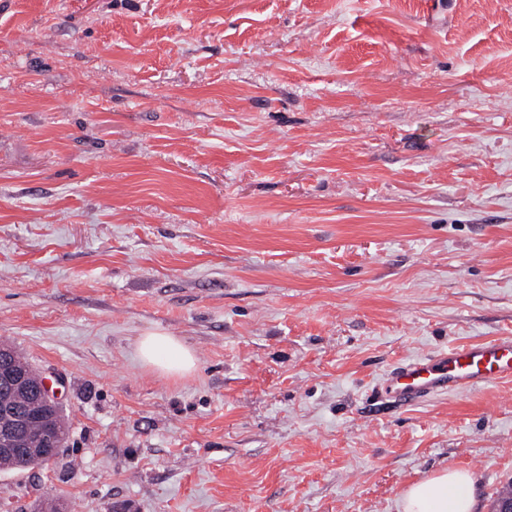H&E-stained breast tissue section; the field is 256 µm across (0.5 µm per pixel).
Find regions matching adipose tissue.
Returning <instances> with one entry per match:
<instances>
[{"label":"adipose tissue","instance_id":"1","mask_svg":"<svg viewBox=\"0 0 512 512\" xmlns=\"http://www.w3.org/2000/svg\"><path fill=\"white\" fill-rule=\"evenodd\" d=\"M141 362L167 374L194 370L196 357L179 339L161 333L140 337L136 347ZM475 474L448 467L411 484L398 498L399 512H474Z\"/></svg>","mask_w":512,"mask_h":512}]
</instances>
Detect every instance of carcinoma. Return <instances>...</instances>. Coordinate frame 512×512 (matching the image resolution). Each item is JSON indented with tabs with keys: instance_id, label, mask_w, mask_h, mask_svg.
<instances>
[{
	"instance_id": "cac0c4a2",
	"label": "carcinoma",
	"mask_w": 512,
	"mask_h": 512,
	"mask_svg": "<svg viewBox=\"0 0 512 512\" xmlns=\"http://www.w3.org/2000/svg\"><path fill=\"white\" fill-rule=\"evenodd\" d=\"M33 389H35L33 385L27 391L0 386V413L13 411L25 417L22 437L16 441L15 450L10 453L0 452L1 471L43 465L42 461L35 460L26 453L24 439L33 435L56 438L65 437L68 434V426L61 408L38 402Z\"/></svg>"
}]
</instances>
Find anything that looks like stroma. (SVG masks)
I'll return each instance as SVG.
<instances>
[{
  "instance_id": "1",
  "label": "stroma",
  "mask_w": 512,
  "mask_h": 512,
  "mask_svg": "<svg viewBox=\"0 0 512 512\" xmlns=\"http://www.w3.org/2000/svg\"><path fill=\"white\" fill-rule=\"evenodd\" d=\"M178 337L185 376L136 341ZM512 0H0V343L58 382L0 512H397L512 483ZM136 351L144 365L167 374H188L196 366L194 352L175 336L161 333L141 336L137 342ZM164 352H173L175 360L172 362L163 360L161 356ZM511 381L512 336H501L402 363L383 378L377 402L415 406L447 392ZM476 483L472 471L448 466L403 490L399 512H475Z\"/></svg>"
}]
</instances>
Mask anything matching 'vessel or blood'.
I'll list each match as a JSON object with an SVG mask.
<instances>
[{
    "label": "vessel or blood",
    "mask_w": 512,
    "mask_h": 512,
    "mask_svg": "<svg viewBox=\"0 0 512 512\" xmlns=\"http://www.w3.org/2000/svg\"><path fill=\"white\" fill-rule=\"evenodd\" d=\"M511 381L512 336H501L402 363L383 378L377 400L415 406L447 392Z\"/></svg>",
    "instance_id": "obj_1"
}]
</instances>
